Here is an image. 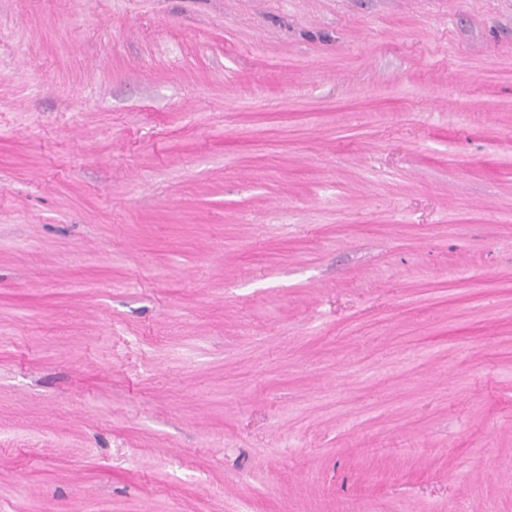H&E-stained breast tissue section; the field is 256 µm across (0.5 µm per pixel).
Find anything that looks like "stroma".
Instances as JSON below:
<instances>
[{"label":"stroma","mask_w":512,"mask_h":512,"mask_svg":"<svg viewBox=\"0 0 512 512\" xmlns=\"http://www.w3.org/2000/svg\"><path fill=\"white\" fill-rule=\"evenodd\" d=\"M0 512H512V0H0Z\"/></svg>","instance_id":"obj_1"}]
</instances>
